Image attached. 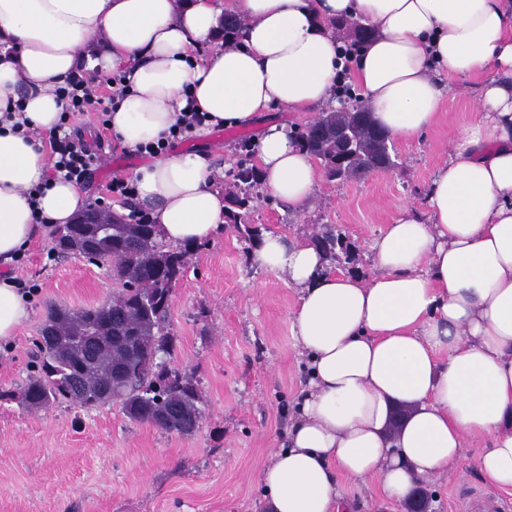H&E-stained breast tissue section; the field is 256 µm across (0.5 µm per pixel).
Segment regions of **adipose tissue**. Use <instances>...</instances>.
Listing matches in <instances>:
<instances>
[{"label": "adipose tissue", "mask_w": 512, "mask_h": 512, "mask_svg": "<svg viewBox=\"0 0 512 512\" xmlns=\"http://www.w3.org/2000/svg\"><path fill=\"white\" fill-rule=\"evenodd\" d=\"M228 13L247 20L232 47L218 36ZM334 18L373 30L352 63ZM116 71L129 88L110 126L133 151L157 143L191 99L223 127L289 112L253 151L263 186L291 210L320 178L292 123L336 105L341 77L402 138L437 119L439 74L477 81L478 111L424 208L402 207L372 240V277L328 271L309 241L269 232L258 245L256 262L299 293L290 331L308 373L288 445L260 476L267 512H347L345 481L405 502L469 454L512 493V0H0V264L88 205L80 185L47 180L45 153L6 113L23 102L30 128L53 130L65 109L57 88ZM134 178L168 243L223 230L227 201L206 154H171ZM29 311L0 274V351Z\"/></svg>", "instance_id": "obj_1"}]
</instances>
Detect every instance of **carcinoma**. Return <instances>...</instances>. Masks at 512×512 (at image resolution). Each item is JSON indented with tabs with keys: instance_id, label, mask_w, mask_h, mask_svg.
<instances>
[{
	"instance_id": "carcinoma-1",
	"label": "carcinoma",
	"mask_w": 512,
	"mask_h": 512,
	"mask_svg": "<svg viewBox=\"0 0 512 512\" xmlns=\"http://www.w3.org/2000/svg\"><path fill=\"white\" fill-rule=\"evenodd\" d=\"M332 27L350 40L356 50L370 37L368 28L351 20ZM243 29L240 19L224 17L220 39L230 45ZM330 131L341 126L353 133V150L347 157L342 179L361 168L372 169L381 161L377 147L379 128L366 109L323 113L312 121ZM297 145L320 160L326 173L336 176V139L318 138L313 130L294 131ZM244 158L233 183L225 189L231 204L232 224L249 244L261 241V230L248 223L260 184L258 168L250 164L252 145L241 141ZM54 251L68 257L87 252L111 265L117 289L112 300L94 308L52 310L40 329L33 358L37 372L30 375L20 399L26 408L40 410L59 401L83 408L118 404L132 422L149 424L168 433L188 436L199 427L200 396L192 381L173 368L159 373L153 357L171 355L167 329L171 297L168 285L181 278L193 245L173 248L163 241L156 224L56 225L50 233ZM342 233L329 225L319 227L312 241L325 248L332 264H347L350 253L336 257V239Z\"/></svg>"
}]
</instances>
